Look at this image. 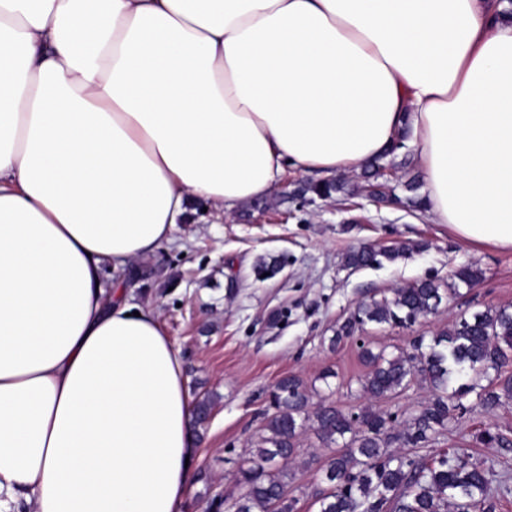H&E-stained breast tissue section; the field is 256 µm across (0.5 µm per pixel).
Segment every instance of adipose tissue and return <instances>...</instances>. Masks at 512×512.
Instances as JSON below:
<instances>
[{"label": "adipose tissue", "mask_w": 512, "mask_h": 512, "mask_svg": "<svg viewBox=\"0 0 512 512\" xmlns=\"http://www.w3.org/2000/svg\"><path fill=\"white\" fill-rule=\"evenodd\" d=\"M506 0H0V512H182L189 388L122 268L285 162L409 129L427 212L512 250Z\"/></svg>", "instance_id": "obj_1"}]
</instances>
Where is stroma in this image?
I'll return each instance as SVG.
<instances>
[{"instance_id": "1", "label": "stroma", "mask_w": 512, "mask_h": 512, "mask_svg": "<svg viewBox=\"0 0 512 512\" xmlns=\"http://www.w3.org/2000/svg\"><path fill=\"white\" fill-rule=\"evenodd\" d=\"M390 170L385 182L396 204L373 202L363 190V174L349 173L346 181L360 188L350 204L318 199L302 207L291 193L306 175L289 167L266 209L247 203L230 216L213 207L189 210L172 242L131 265L129 303L158 305L180 350L191 399L214 401L198 437L183 512H205L210 503L243 493L238 470L263 432L271 391L283 376L303 380L311 403L330 401L346 412L394 413L403 420L426 404L429 387L419 378L393 397L366 395L359 385L367 372L359 342L330 349L337 324L367 296H389L429 276L445 285L464 265L484 273L480 284L448 296L414 325L366 326L361 342L390 353L411 350L416 337L435 336L461 315L512 308V251L464 243L428 214L400 205L405 182L422 174L413 147L400 150ZM364 245H403L407 253L379 267H346L345 253ZM273 258L280 268L261 274V261ZM475 401V394L464 397L468 413L455 416L418 454L428 459L464 449L486 469L496 512H512V452L478 441L489 426L512 439V402L487 415L474 410ZM330 453L313 430L299 436L288 470V494L297 499L298 512H315L317 462Z\"/></svg>"}]
</instances>
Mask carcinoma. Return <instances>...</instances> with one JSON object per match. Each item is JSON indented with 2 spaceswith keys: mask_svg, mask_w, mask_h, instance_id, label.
<instances>
[{
  "mask_svg": "<svg viewBox=\"0 0 512 512\" xmlns=\"http://www.w3.org/2000/svg\"><path fill=\"white\" fill-rule=\"evenodd\" d=\"M370 181L364 190L387 196L379 182L381 166L374 160L367 165ZM359 188L340 178L301 183L292 199L302 203L319 199L348 200ZM403 246L387 249L359 247L344 256L345 265L355 269L382 265L405 256ZM483 278L472 267L454 272L457 284L471 288ZM440 284L424 278L394 290L392 297L372 295L359 302L355 311L336 326L330 347L357 338L366 325H413L437 311L442 302ZM360 357L369 367L362 382L363 391L373 398L406 389L417 375L431 389V398L393 434L395 414L365 411L348 414L331 402L309 407L303 382L294 375L280 378L271 393L273 412L267 416L265 434L259 436L239 481L245 492L231 504V512H295L297 501L288 498L286 468L295 459L296 443L303 430L312 429L322 443L336 446L329 457L319 460L325 486L314 489L317 512H495L484 468L459 452H442L430 460L416 455H394L387 451L391 439L399 437L413 448H425L437 440L454 412H467L461 397L476 393V407L490 413L512 399V311L507 308L476 312L460 317L450 327L432 337L427 346L418 342L416 352L403 350L388 355L360 345ZM496 376L488 384L481 381ZM459 383L451 389V384ZM479 440L512 450V440L491 428L483 429Z\"/></svg>",
  "mask_w": 512,
  "mask_h": 512,
  "instance_id": "1",
  "label": "carcinoma"
}]
</instances>
